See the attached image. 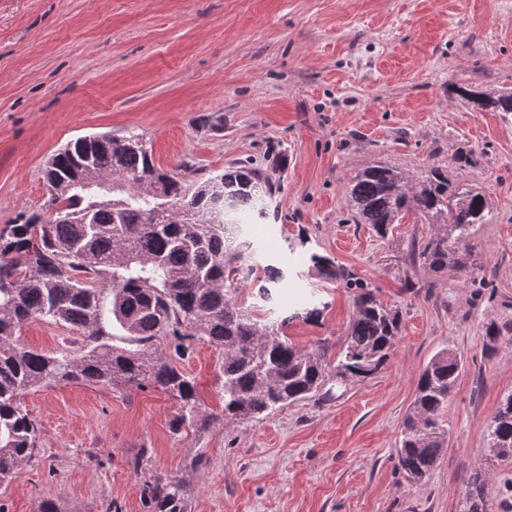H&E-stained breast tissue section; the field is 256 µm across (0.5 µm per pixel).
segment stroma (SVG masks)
Masks as SVG:
<instances>
[{"instance_id":"35a3bbf8","label":"stroma","mask_w":512,"mask_h":512,"mask_svg":"<svg viewBox=\"0 0 512 512\" xmlns=\"http://www.w3.org/2000/svg\"><path fill=\"white\" fill-rule=\"evenodd\" d=\"M466 89L512 93V0H0V229L43 209L42 170L68 142L134 130L161 168L205 178L243 163L277 182L276 220L242 239L282 279L268 302L256 281L231 293L263 319L294 313L297 348L335 358L354 316L352 291L319 278L314 254L403 315L391 363L339 398L200 433H171L177 403L159 388L33 390L39 446L0 485V512H146L131 468L145 453L153 473L189 480L187 512H458L479 467L493 502L512 505V463L486 442L512 392V115ZM379 163L413 178L439 165L486 196L489 223L459 245L485 287L412 261L434 225L410 215L380 236L355 222L349 179ZM17 337L51 352L81 333L35 318ZM443 350L462 361L448 440L415 483L395 450L416 379ZM220 361L201 341L178 362L215 415Z\"/></svg>"}]
</instances>
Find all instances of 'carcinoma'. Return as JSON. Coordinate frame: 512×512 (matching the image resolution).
Listing matches in <instances>:
<instances>
[{"mask_svg": "<svg viewBox=\"0 0 512 512\" xmlns=\"http://www.w3.org/2000/svg\"><path fill=\"white\" fill-rule=\"evenodd\" d=\"M475 105L512 114V93L497 97L469 89ZM155 165L143 135L98 134L76 139L48 161L47 213L25 212L0 230V483L36 448L38 427L24 406L34 388L62 382L127 388L160 387L177 402L170 430H206L193 378L172 362L195 341L219 349L224 421L257 420L298 401L335 399L336 375L365 379L393 358L402 324L397 307L380 302L346 268L314 254L317 274L357 288L354 318L336 365L322 349L303 352L285 329L293 316L261 321L229 296L227 285L280 278L272 265L243 260L241 215L268 220L269 178L241 164L204 180ZM347 206L358 224L381 237L405 215L434 224L437 233L417 253L430 271L455 267L484 286L458 243L487 223L488 203L473 188L454 184L440 166L409 180L385 164L356 172ZM49 318L83 332L76 349H28L16 339L25 321ZM461 370L457 355L435 354L419 374L403 422L398 466L419 482L436 467L448 430L444 412ZM500 402L486 426L490 456L512 460V410ZM150 458L133 472L145 476L147 512H187L188 485L178 477L146 476ZM487 476L469 479L460 512H485Z\"/></svg>", "mask_w": 512, "mask_h": 512, "instance_id": "obj_1", "label": "carcinoma"}]
</instances>
